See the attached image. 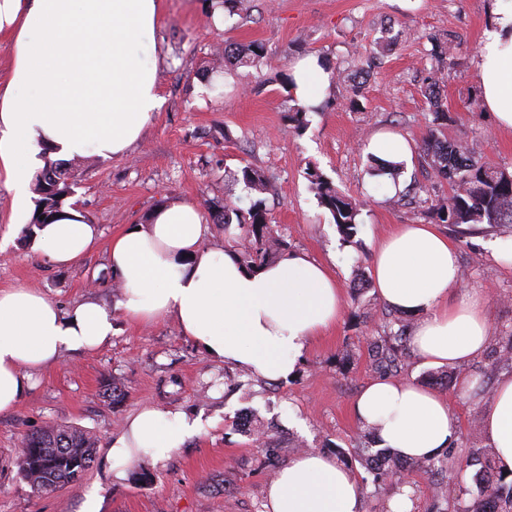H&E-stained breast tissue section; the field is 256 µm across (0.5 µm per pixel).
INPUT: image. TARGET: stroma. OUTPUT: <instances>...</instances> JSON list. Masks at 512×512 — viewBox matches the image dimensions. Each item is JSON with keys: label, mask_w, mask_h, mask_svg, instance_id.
<instances>
[{"label": "stroma", "mask_w": 512, "mask_h": 512, "mask_svg": "<svg viewBox=\"0 0 512 512\" xmlns=\"http://www.w3.org/2000/svg\"><path fill=\"white\" fill-rule=\"evenodd\" d=\"M161 18L143 37L158 58L164 99L143 138L126 154L89 152L71 158L77 209L98 224L99 246L83 262L58 267L30 247L32 217L16 209L0 181V289L26 283L62 308L87 297L117 306L121 295L107 263L113 236L145 223L162 201H190L209 218L217 205L249 204L243 182L225 172L251 166L269 178L276 195L269 218L288 244L327 262L344 292V314L316 340L296 372L277 382L214 361L171 320L141 325L114 314L110 344L65 354L38 373L16 409L0 414V512H81L97 495L99 512H266V488L300 451L336 457L362 489L361 512H390L399 485H408L412 512H452L472 489L471 473L455 477L408 469L403 482L376 478L357 447L361 427L352 414L360 391L378 374L368 346L395 317L375 288L355 294L354 282L372 278L370 258L396 224H423L422 198L410 184L447 195L446 179L421 156L429 108L424 91L436 85L448 114L442 135L468 144L490 165L512 171V132L498 129L482 107L478 51L500 0H160ZM262 44L258 65L211 68L216 49ZM449 47L451 65L432 68L433 44ZM314 54L329 73L320 108L304 130L293 129L295 105L286 80L293 61ZM388 128L404 136L412 157L395 181L393 201L372 174L362 150L371 133ZM318 171L359 204L357 233L344 239L308 181ZM458 250L464 287L490 292L494 340L479 359L454 368L425 367L406 352L397 377L448 396L459 423L457 458L488 447L479 430L482 404L462 400L461 379L491 394L512 374V236L487 225H442ZM119 398H112V391ZM156 406L201 418L203 430L159 465L142 458L125 479L112 475L109 438L142 407ZM250 413L254 433L238 430ZM95 434L90 469L76 483L37 494L18 460L28 436L47 424Z\"/></svg>", "instance_id": "obj_1"}]
</instances>
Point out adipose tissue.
<instances>
[{"mask_svg": "<svg viewBox=\"0 0 512 512\" xmlns=\"http://www.w3.org/2000/svg\"><path fill=\"white\" fill-rule=\"evenodd\" d=\"M160 19L159 0H0V32L12 35V67L0 81V180L25 209L39 154L55 158L94 150L120 156L141 137L162 97L156 64L143 61L137 41ZM478 74L485 108L512 130V5L486 31ZM290 89L300 105L317 104L328 73L310 55L291 66ZM206 224L191 202H162L147 224L112 238L109 267L118 277L120 310L133 322L176 323L209 356L269 381L291 374L312 342L340 319L342 286L326 263L303 253L249 271L234 251L204 244ZM100 239L96 225L64 208L37 228L31 247L47 261L72 266ZM456 246L431 224H398L372 256L373 286L389 306L416 316L410 347L422 364L451 367L481 357L492 341L486 293L463 288ZM114 315L92 299L62 309L19 284L0 289V413L12 411L33 377L68 352L110 343ZM461 396L484 401L481 430L499 469L512 472V374L491 397L464 383ZM382 447L422 461L458 433L440 392L378 379L352 408ZM199 430L179 411L148 407L110 439L116 477L147 457L161 462ZM362 489L335 458L294 456L266 489V512H360Z\"/></svg>", "mask_w": 512, "mask_h": 512, "instance_id": "obj_1", "label": "adipose tissue"}]
</instances>
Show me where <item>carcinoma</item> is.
<instances>
[{
  "label": "carcinoma",
  "instance_id": "carcinoma-1",
  "mask_svg": "<svg viewBox=\"0 0 512 512\" xmlns=\"http://www.w3.org/2000/svg\"><path fill=\"white\" fill-rule=\"evenodd\" d=\"M265 50L259 43L246 46H224L225 66L258 63ZM427 98L431 109L428 137L421 151L431 160L439 173L448 180L450 192L445 197L430 200L426 215L442 224L452 226L486 224L501 234L512 232V172L488 165L464 144L451 145L439 136L440 127L448 121V113L440 104L435 85L428 87ZM241 180L256 194L245 209L224 204V210L215 219L230 223L234 213L239 227L236 252L241 263L258 268L275 258L283 250L284 241L268 219L267 199L273 184L260 171L244 166ZM311 188L321 207L331 215L333 223L350 239L357 225V204L316 170L308 172ZM38 194L32 224H48L62 212L66 201L75 194L74 183L69 181L67 163L48 162L35 178ZM406 342L404 327L374 336L369 343V357L376 369L395 372L401 365V354ZM97 438L91 433L70 425H48L26 439L19 469L23 479L38 492H48L59 486L79 480L94 461ZM372 469L389 472L417 467L431 472L434 460L405 463L390 450L365 458ZM465 466L474 468L471 480L477 493L469 500L457 503L456 512H512V480L495 474L489 454L477 448L467 457Z\"/></svg>",
  "mask_w": 512,
  "mask_h": 512
}]
</instances>
